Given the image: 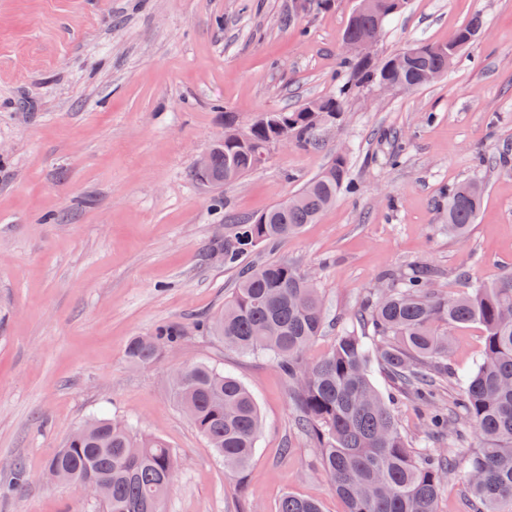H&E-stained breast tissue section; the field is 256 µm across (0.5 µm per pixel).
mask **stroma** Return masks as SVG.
Returning a JSON list of instances; mask_svg holds the SVG:
<instances>
[{
	"label": "stroma",
	"mask_w": 512,
	"mask_h": 512,
	"mask_svg": "<svg viewBox=\"0 0 512 512\" xmlns=\"http://www.w3.org/2000/svg\"><path fill=\"white\" fill-rule=\"evenodd\" d=\"M354 3L303 13L296 0H0V512H98L93 495L45 476L71 431L96 417L131 421L177 453L164 512H278L287 493L345 512L287 377L204 326L238 281L221 225L347 158L355 192L245 256L317 283L327 320L311 360L359 328L384 274L427 264L448 293L512 269V0H407L379 57L447 40L478 13L486 33L433 84L361 88L324 147L273 149L233 184L196 181L225 113L247 124L348 79ZM476 173L484 203L459 241L443 229L442 192ZM162 325L179 326L181 344L129 367L128 341ZM189 362L224 369L256 398L262 427L245 478L225 474L170 394L167 375ZM19 462L27 480L14 487Z\"/></svg>",
	"instance_id": "1"
}]
</instances>
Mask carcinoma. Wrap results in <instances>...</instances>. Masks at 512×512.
Returning <instances> with one entry per match:
<instances>
[{
    "mask_svg": "<svg viewBox=\"0 0 512 512\" xmlns=\"http://www.w3.org/2000/svg\"><path fill=\"white\" fill-rule=\"evenodd\" d=\"M379 16L350 18L343 40L357 38L399 11L395 0H380ZM484 25L474 15L444 42H426L428 52L386 79L395 87L414 82L425 68L448 70L454 40L475 36ZM343 63L356 83L374 85L384 61L347 55ZM352 86L311 99L281 112L292 121L297 146L320 145L322 127L309 107L345 108ZM270 128L253 130L241 145L213 149V172L227 164L238 177L261 167L268 156ZM354 185L347 158L330 163L288 201L254 219L231 225L224 239V263L240 267L239 281L224 311L207 328L224 347L269 357L293 385L299 425L315 445L323 474L345 512H439L445 480H463L468 512H512V271L492 282L474 281L467 291L449 295L432 288L424 265L387 278L378 297H368L358 314L367 332L344 328L325 357L307 362L304 354L321 335L325 311L319 289L297 268L282 262L242 264L248 248L273 247L316 222L343 190ZM448 234L464 239L483 204L482 183L472 180L447 189ZM478 324L484 348L474 368L458 371L451 361V331ZM180 330L167 325L149 336H136L126 347L128 364L146 367L164 348L180 341ZM380 360L399 392L426 408L425 437H446V448H414L402 430L392 402L371 380L373 359ZM177 404L193 408L191 422L224 463V471L245 476L256 451L260 416L256 400L237 378L204 363H191L169 377ZM453 392L448 406L443 390ZM179 460L167 442L138 435L124 420L96 418L75 429L64 448L49 459L53 481L82 483L103 491V512H163ZM278 512H322L312 499L285 495Z\"/></svg>",
    "mask_w": 512,
    "mask_h": 512,
    "instance_id": "carcinoma-1",
    "label": "carcinoma"
}]
</instances>
